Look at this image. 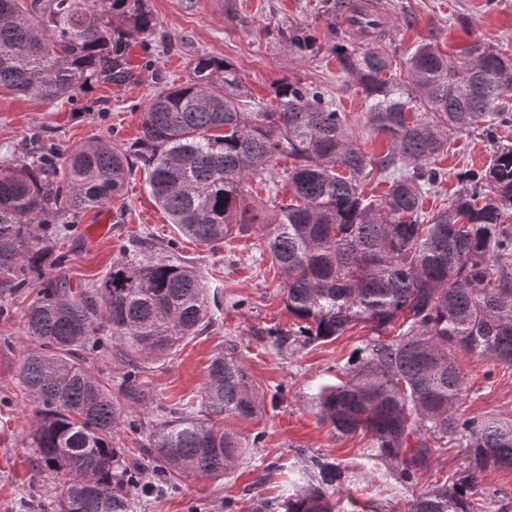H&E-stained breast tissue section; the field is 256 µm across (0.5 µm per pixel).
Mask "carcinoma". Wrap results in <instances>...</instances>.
Returning <instances> with one entry per match:
<instances>
[{
    "mask_svg": "<svg viewBox=\"0 0 512 512\" xmlns=\"http://www.w3.org/2000/svg\"><path fill=\"white\" fill-rule=\"evenodd\" d=\"M157 28L148 0H0V86L71 100L92 83L130 77V41ZM290 52L321 51L288 33ZM366 99L365 124L389 140L386 152L356 146L347 117L325 88L285 77L276 106L242 108L247 92L228 59L200 56L186 82L150 99L130 147L99 140L61 156L47 141L0 166V277L12 291L34 289L19 383L37 404L30 447L37 474L63 476L57 512H128L134 476L112 436L128 414L148 409L146 363L170 354L212 321L207 281L193 266L160 257L147 237L132 240L106 276L73 288L57 269V241L82 211L121 197L134 160L177 231L210 248L254 225L282 278L293 317L270 328L279 344L336 338L363 323L366 345L349 377L315 396L338 436L362 431L374 457L411 490L407 512H481L474 490L488 473L512 470V420L460 412L466 386L459 349L512 366V59L476 40L451 59L432 41L415 46L406 80L388 45L359 53L332 46ZM424 112L417 113V110ZM477 131L489 162L459 175L465 186L433 215L424 198L445 181L435 164L448 133ZM293 197L269 188L271 212L245 204L253 182L271 180L277 160ZM388 184L380 198L365 184ZM98 354L125 365L117 384L87 370ZM262 411L259 386L237 345L208 366L194 409L164 410L136 440L161 476H216L243 455L224 419ZM462 449L456 480L419 485L439 449ZM318 479L285 498V512H337L342 473L313 461Z\"/></svg>",
    "mask_w": 512,
    "mask_h": 512,
    "instance_id": "carcinoma-1",
    "label": "carcinoma"
}]
</instances>
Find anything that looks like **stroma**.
I'll use <instances>...</instances> for the list:
<instances>
[{"instance_id":"obj_1","label":"stroma","mask_w":512,"mask_h":512,"mask_svg":"<svg viewBox=\"0 0 512 512\" xmlns=\"http://www.w3.org/2000/svg\"><path fill=\"white\" fill-rule=\"evenodd\" d=\"M395 38L399 64L415 46L437 42L448 56L465 44L483 40L512 57V0H379ZM158 27L154 37L133 46L134 75L125 84L92 85L70 101L42 100L0 88V164L29 149L34 137L48 136L59 150L107 139L127 146L139 136L149 99L164 85L180 84L189 63L202 56L237 63L247 86V104L274 105L273 84L284 77L325 87L337 109L345 112L362 147L380 152L384 138L364 139L366 101L356 80L346 77L330 47L335 35H346L353 49L363 41L344 14L325 0H149ZM297 30L317 37L320 53L311 58L292 54L275 31ZM492 148L478 134L452 136L437 164L447 174L438 192L424 201L425 210L446 206L459 188L458 175L487 164ZM134 166L123 196L84 211L73 234L60 244L67 260L61 268L71 285L88 286L104 277L122 246L134 236H150L156 252L175 254L201 269L210 287L213 324L185 340L147 371L152 408L197 404L212 355L235 341L261 387L260 417L225 419L227 428L250 442L263 432L260 447H249L232 470L221 476L174 478L160 487L161 477L149 451L136 447L127 428L115 435L125 451L126 468L139 485L128 497L130 512H280L293 489L317 479L319 459L344 471L343 508L359 512H405L409 492L385 462L373 459L363 434L340 437L318 416L314 395L321 386L343 380V367L366 343L369 330L357 325L343 336L303 347L274 344L263 331L292 324L281 276L269 256L260 252L263 236L254 227L217 250L180 236L157 206ZM9 312L0 317V512H55L53 475H36L28 435L36 407L18 384L24 337V311L32 293H5ZM456 360L468 396L466 416L512 418V367L460 350Z\"/></svg>"}]
</instances>
